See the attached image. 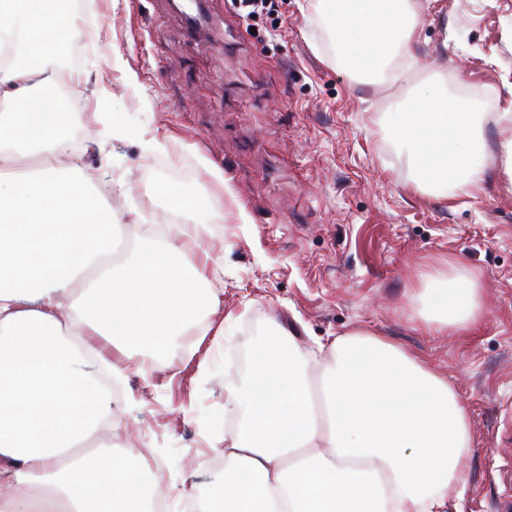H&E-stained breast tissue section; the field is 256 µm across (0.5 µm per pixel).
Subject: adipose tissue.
Segmentation results:
<instances>
[{"instance_id":"adipose-tissue-1","label":"adipose tissue","mask_w":512,"mask_h":512,"mask_svg":"<svg viewBox=\"0 0 512 512\" xmlns=\"http://www.w3.org/2000/svg\"><path fill=\"white\" fill-rule=\"evenodd\" d=\"M337 55L352 70L383 72L405 59L423 20L409 0H323ZM25 60L0 64V512H154L138 449L81 453L112 418L111 399L85 371L87 337L126 358L172 359L191 328V290L222 263L183 225L156 245L110 263L124 216L93 189L87 168L49 164L66 140L45 98L61 45L80 39L46 0H0V37ZM426 107L401 113L397 139L415 183L437 198L486 180L477 113L443 84L415 89ZM29 159L18 168L19 159ZM423 327L457 331L481 314L475 278L457 267L418 293ZM246 377L224 401L238 429L225 435L222 491L201 512H447L469 482L470 412L447 378L364 329L304 349L275 323ZM320 365L322 409L309 379Z\"/></svg>"}]
</instances>
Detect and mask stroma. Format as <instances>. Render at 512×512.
Here are the masks:
<instances>
[{
	"instance_id": "stroma-1",
	"label": "stroma",
	"mask_w": 512,
	"mask_h": 512,
	"mask_svg": "<svg viewBox=\"0 0 512 512\" xmlns=\"http://www.w3.org/2000/svg\"><path fill=\"white\" fill-rule=\"evenodd\" d=\"M99 18L81 58L85 115H68L70 151L97 192L146 217L166 211L158 183L193 195L188 234L221 258L191 358L170 363L89 345L123 371L113 452L150 449L146 490L184 512L224 477L211 448L229 425L219 407L248 355L278 321L301 346L366 329L445 375L471 412L470 481L448 512H495L512 458V180L497 173L498 113H512V0H416L425 24L406 81L357 77L337 56L320 0H272L241 17L206 0L192 32L170 0H87ZM444 82L483 113L480 188L437 199L412 179L392 115ZM224 221L208 223L212 198ZM467 270L483 313L473 327L422 330L423 277ZM207 364L200 372L199 364Z\"/></svg>"
}]
</instances>
